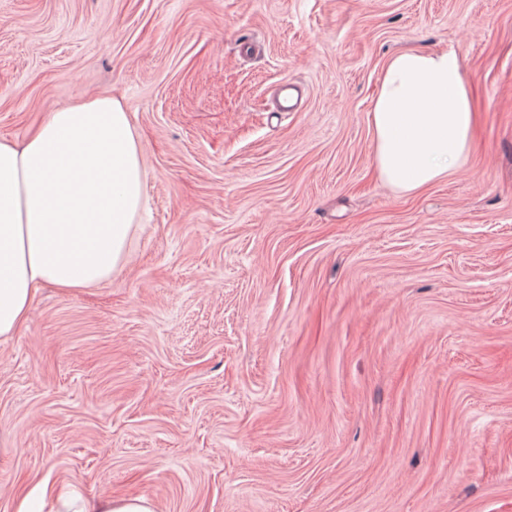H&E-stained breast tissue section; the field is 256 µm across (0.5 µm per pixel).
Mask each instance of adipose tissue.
Returning a JSON list of instances; mask_svg holds the SVG:
<instances>
[{
  "label": "adipose tissue",
  "instance_id": "1",
  "mask_svg": "<svg viewBox=\"0 0 512 512\" xmlns=\"http://www.w3.org/2000/svg\"><path fill=\"white\" fill-rule=\"evenodd\" d=\"M478 123L455 51L404 50L385 62L369 112L378 177L403 193L448 179L468 161ZM145 189L129 114L111 97L50 113L23 141L0 138V338L15 335L45 286L78 294L127 257ZM14 512H157L145 496H88L44 483Z\"/></svg>",
  "mask_w": 512,
  "mask_h": 512
}]
</instances>
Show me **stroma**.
<instances>
[{"mask_svg":"<svg viewBox=\"0 0 512 512\" xmlns=\"http://www.w3.org/2000/svg\"><path fill=\"white\" fill-rule=\"evenodd\" d=\"M403 48L454 50L481 115L415 196L367 121ZM98 95L145 203L110 280L0 341V512L47 481L157 512H512V0H0L1 138Z\"/></svg>","mask_w":512,"mask_h":512,"instance_id":"stroma-1","label":"stroma"}]
</instances>
